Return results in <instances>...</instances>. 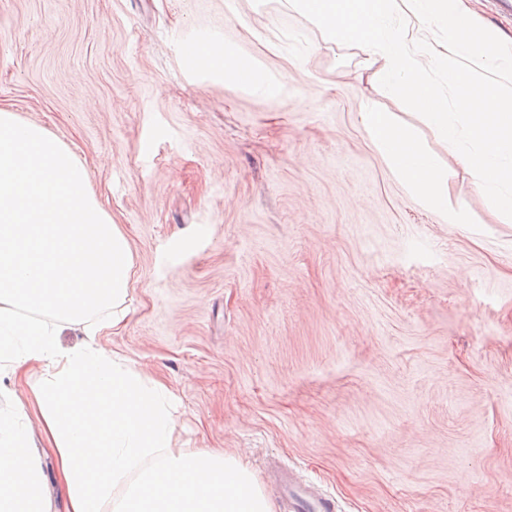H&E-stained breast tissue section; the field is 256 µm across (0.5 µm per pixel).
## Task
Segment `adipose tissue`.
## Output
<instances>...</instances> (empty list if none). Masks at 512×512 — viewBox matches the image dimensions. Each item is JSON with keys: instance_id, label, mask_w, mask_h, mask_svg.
<instances>
[{"instance_id": "obj_1", "label": "adipose tissue", "mask_w": 512, "mask_h": 512, "mask_svg": "<svg viewBox=\"0 0 512 512\" xmlns=\"http://www.w3.org/2000/svg\"><path fill=\"white\" fill-rule=\"evenodd\" d=\"M185 52L250 88L276 91L220 38ZM361 116L405 188L449 223H464L448 205L447 171L418 135L371 103ZM133 267L129 240L91 193L86 167L45 128L0 108V373L45 371L35 398L51 444L50 454L39 453L24 410L0 412V512H99L131 473L138 479L112 512H274L240 460L173 451L166 387L93 344L60 347V328L122 324Z\"/></svg>"}]
</instances>
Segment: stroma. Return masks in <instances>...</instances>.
I'll use <instances>...</instances> for the list:
<instances>
[{"instance_id":"obj_1","label":"stroma","mask_w":512,"mask_h":512,"mask_svg":"<svg viewBox=\"0 0 512 512\" xmlns=\"http://www.w3.org/2000/svg\"><path fill=\"white\" fill-rule=\"evenodd\" d=\"M218 37L275 94L187 70ZM288 0H0V107L84 163L134 257L96 343L172 394V445L292 473L335 512H512V220ZM448 171V223L369 139ZM364 128L397 179L429 209L443 213L448 223L463 224L462 213L448 206V172L411 129L398 126L387 112L370 103L362 106Z\"/></svg>"}]
</instances>
